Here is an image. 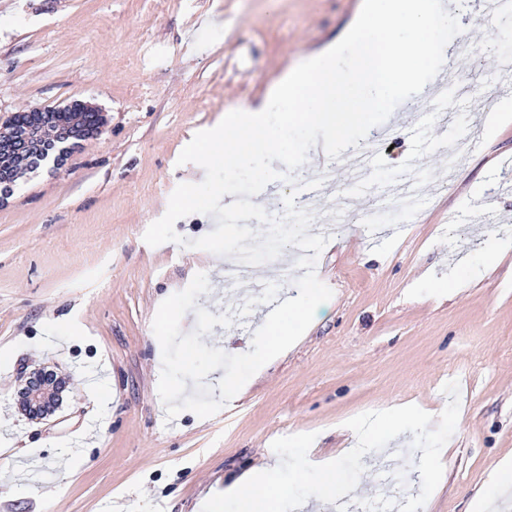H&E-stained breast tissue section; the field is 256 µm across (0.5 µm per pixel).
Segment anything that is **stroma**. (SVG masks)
I'll list each match as a JSON object with an SVG mask.
<instances>
[{
  "label": "stroma",
  "instance_id": "stroma-1",
  "mask_svg": "<svg viewBox=\"0 0 512 512\" xmlns=\"http://www.w3.org/2000/svg\"><path fill=\"white\" fill-rule=\"evenodd\" d=\"M361 0H0V125L16 113L82 101L106 124L63 160L48 157L0 206V512H201L207 498L274 457L272 442L312 432L310 461L356 444L348 419L414 404L439 415L444 383L460 388L442 480L421 512H469L495 464L512 458V93L491 63L494 32L512 14L482 17L469 74L480 100L442 107L429 93L378 125L392 147L378 175L312 190L310 234L331 239L316 274L333 292L303 337L258 371L215 415L166 420L158 394L160 304L206 273L197 305L237 309L259 286L296 297L300 249L226 287L229 258L145 243L178 184L202 181L178 165L187 141L244 104L267 105L296 62L336 39ZM476 144L448 178L445 143ZM419 178L418 208L394 224H348L392 204ZM272 307L259 304L204 343L250 351ZM62 383L58 407L30 416L34 373ZM411 433L365 454L351 492L419 494ZM48 460L36 477L28 463Z\"/></svg>",
  "mask_w": 512,
  "mask_h": 512
}]
</instances>
